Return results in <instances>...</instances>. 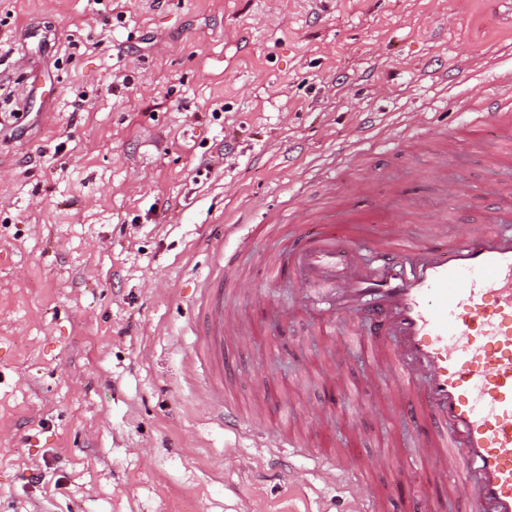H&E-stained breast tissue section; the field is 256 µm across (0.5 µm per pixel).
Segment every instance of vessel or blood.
I'll return each mask as SVG.
<instances>
[{
	"label": "vessel or blood",
	"instance_id": "1",
	"mask_svg": "<svg viewBox=\"0 0 512 512\" xmlns=\"http://www.w3.org/2000/svg\"><path fill=\"white\" fill-rule=\"evenodd\" d=\"M474 137L512 134V97L483 98ZM407 212L381 214L382 237L368 226L320 224L283 230L295 244L285 255L304 289L291 315L319 320L332 333L337 317L366 320L370 373L388 369L398 381L400 407L430 425L421 460L436 484L452 485L468 512H512V210L496 226L443 218L423 236L397 231ZM367 242L377 266L360 269L356 242ZM211 322L201 351L221 368L225 337L250 335L249 324L202 286ZM461 472L449 482V471Z\"/></svg>",
	"mask_w": 512,
	"mask_h": 512
}]
</instances>
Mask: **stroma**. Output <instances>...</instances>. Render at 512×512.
<instances>
[{
  "instance_id": "stroma-1",
  "label": "stroma",
  "mask_w": 512,
  "mask_h": 512,
  "mask_svg": "<svg viewBox=\"0 0 512 512\" xmlns=\"http://www.w3.org/2000/svg\"><path fill=\"white\" fill-rule=\"evenodd\" d=\"M112 5L0 0V512H349L352 478L373 483L376 512L412 497L461 512L412 468L417 426L392 374L335 353L367 323L328 336L269 312L299 282L270 273L286 235L255 227L294 206L402 208L411 238L441 207L451 228L498 223L512 153L472 141L464 102L512 78V0ZM225 255V280L247 285L224 305L255 331L224 340L238 431L189 368L198 288ZM267 431L299 451L277 455ZM327 451L343 473L316 472ZM36 467L54 484L29 483Z\"/></svg>"
}]
</instances>
